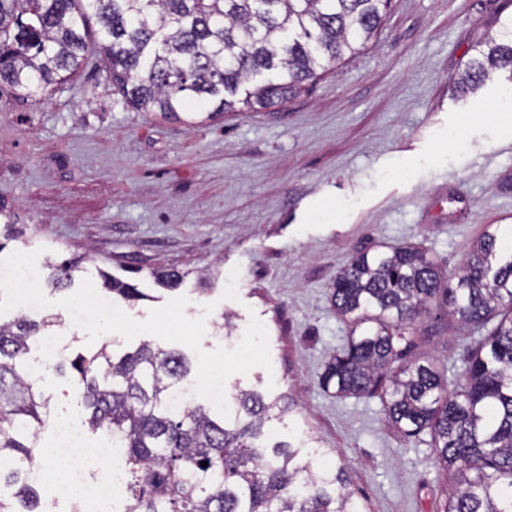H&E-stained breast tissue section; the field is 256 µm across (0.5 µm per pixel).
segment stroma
<instances>
[{
	"label": "stroma",
	"mask_w": 512,
	"mask_h": 512,
	"mask_svg": "<svg viewBox=\"0 0 512 512\" xmlns=\"http://www.w3.org/2000/svg\"><path fill=\"white\" fill-rule=\"evenodd\" d=\"M512 16V0H390L351 60L282 104L167 120L127 106L99 55L39 100L0 89V225L23 228L45 258L79 260L135 285L132 318L175 295L204 317V350L234 348L251 316L264 323L271 369L228 378L227 395L288 394L294 412L272 438H313L316 464L348 472L367 512H442L445 476L430 448L407 442L376 398L338 399L319 375L346 334L331 302L336 272L360 250L412 242L455 272L486 225L512 248V75L479 90L455 79L474 45ZM239 268L238 297L223 299ZM177 269L178 291L153 272ZM212 305L204 313V305ZM232 327L224 329L223 314ZM466 331L435 325L411 354L456 373ZM51 418L42 501L54 498L59 428L80 424V389L48 373ZM55 499V498H54Z\"/></svg>",
	"instance_id": "obj_1"
}]
</instances>
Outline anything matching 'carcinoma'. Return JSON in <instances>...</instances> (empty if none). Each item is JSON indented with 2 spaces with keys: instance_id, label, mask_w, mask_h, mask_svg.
Returning <instances> with one entry per match:
<instances>
[{
  "instance_id": "cac0c4a2",
  "label": "carcinoma",
  "mask_w": 512,
  "mask_h": 512,
  "mask_svg": "<svg viewBox=\"0 0 512 512\" xmlns=\"http://www.w3.org/2000/svg\"><path fill=\"white\" fill-rule=\"evenodd\" d=\"M387 8L388 0H0V87L40 98L97 52L141 112L176 115L192 101L213 114L265 110L365 44ZM474 51L461 89H478L493 70L512 74V18ZM79 270L77 261L50 263L47 280L62 291ZM153 275L170 290L184 278ZM103 285L118 300L138 296L107 276ZM331 299L348 335L319 375L324 392L378 397L404 437L429 436L449 481L443 512H512V253L499 227L486 226L454 274L415 244L354 255ZM440 313L476 334L451 380L430 358L405 360L423 319ZM60 322L0 318V512H41L28 472L43 468L38 440L50 404L27 355ZM69 370L88 429L123 452L125 512H365L343 470L311 472L318 449L266 442L273 412L292 409L285 396L242 392L227 418L192 397L175 407L190 362L150 341L117 361L104 343L54 367Z\"/></svg>"
}]
</instances>
